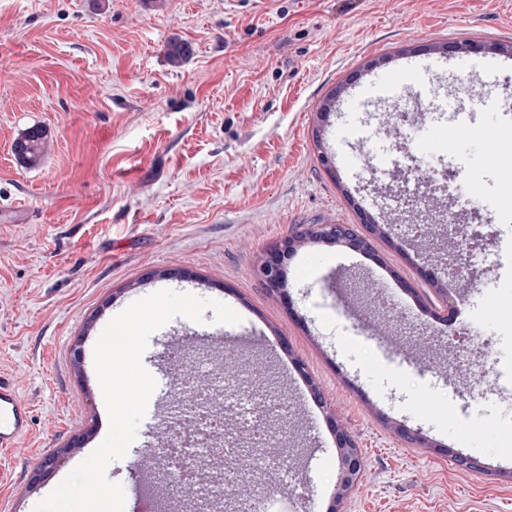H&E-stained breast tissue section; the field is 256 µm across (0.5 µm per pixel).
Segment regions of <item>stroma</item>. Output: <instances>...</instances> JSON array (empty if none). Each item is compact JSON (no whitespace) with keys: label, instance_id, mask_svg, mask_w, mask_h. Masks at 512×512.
Returning a JSON list of instances; mask_svg holds the SVG:
<instances>
[{"label":"stroma","instance_id":"stroma-1","mask_svg":"<svg viewBox=\"0 0 512 512\" xmlns=\"http://www.w3.org/2000/svg\"><path fill=\"white\" fill-rule=\"evenodd\" d=\"M175 37L192 47L178 67L166 57ZM469 41L512 46V0H0V375L32 409L18 447L0 449V512H34L107 435L95 343L165 289L241 321L208 310L149 337L142 363L157 386L106 471L124 512L182 509L179 489L142 476L176 421L173 350L207 355L245 391L262 373L289 406L271 429L292 481L238 437L223 512L258 495L269 512H326L337 425L363 457L345 512H512V67L463 56L436 74L433 46ZM392 71L409 124L392 121L391 102L342 97L319 125L349 75ZM428 79L448 108L475 109L472 130L420 117ZM35 126L44 150L24 164L12 145ZM359 129L384 148L412 138L485 200L468 220L483 228L486 264L452 280L455 245L404 237L385 205L391 178L374 175ZM364 211L391 236L374 255L311 243L286 261L284 293L267 288L258 267L270 247L303 224H359ZM469 324L481 347L463 367L448 341Z\"/></svg>","mask_w":512,"mask_h":512}]
</instances>
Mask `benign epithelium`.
<instances>
[{
	"label": "benign epithelium",
	"instance_id": "benign-epithelium-1",
	"mask_svg": "<svg viewBox=\"0 0 512 512\" xmlns=\"http://www.w3.org/2000/svg\"><path fill=\"white\" fill-rule=\"evenodd\" d=\"M361 228L352 224H309L300 232L271 247L261 260L259 272L267 286L283 291V261L309 242L344 246L360 253L375 252V241L387 235L384 226L378 224L368 212H360ZM336 448L339 472L336 494L328 512H341L342 504L355 488L362 472V457L353 435L342 427H336Z\"/></svg>",
	"mask_w": 512,
	"mask_h": 512
}]
</instances>
